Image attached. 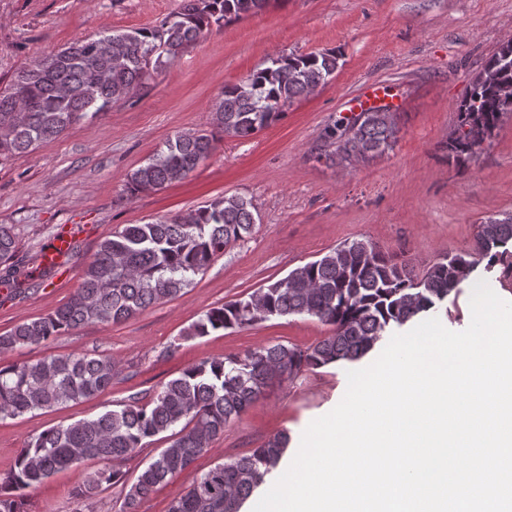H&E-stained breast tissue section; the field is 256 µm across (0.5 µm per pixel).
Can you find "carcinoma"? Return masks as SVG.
<instances>
[{
	"instance_id": "obj_1",
	"label": "carcinoma",
	"mask_w": 512,
	"mask_h": 512,
	"mask_svg": "<svg viewBox=\"0 0 512 512\" xmlns=\"http://www.w3.org/2000/svg\"><path fill=\"white\" fill-rule=\"evenodd\" d=\"M269 0H183L182 9L149 28L105 32L77 39L21 68L0 87V158L33 151L55 140L75 122L97 117L137 94L154 70L178 59L187 47L230 19L264 8ZM512 40L501 44L472 82L458 107V130L448 138V163L461 169L473 157L466 128L495 137L512 115ZM334 51L281 55L224 86L214 105L209 131L169 140L131 175V193L156 191L188 176L224 142L248 138L278 120L294 99L324 87L335 77ZM399 129L385 114L367 111L355 131L335 122L322 139L326 157L369 160L393 149ZM257 213L243 197L222 196L184 214L147 224H127L103 240L87 265L80 288L45 317L23 321L0 334V352L47 341L88 323L126 321L150 306L175 298L195 283L224 249L252 234ZM512 247V213L481 225L474 253L444 257L417 275L361 240L345 242L284 278L269 281L246 298L208 308L183 331L203 337L290 315H309L332 334L305 348L274 344L243 357L225 356L191 364L147 402L131 397L93 418L49 427L20 449L13 467L0 477V512H25L26 491L87 459L111 464L86 474L74 489L85 502L120 483L117 512H138L155 488L189 469L208 451L224 427L238 420L277 378L357 361L384 333L443 303L481 262L494 266ZM14 228L0 224V283L17 293L29 275L14 261ZM116 369L109 358L88 354L45 357L35 363L0 364V419L51 410L101 394L112 387ZM168 433L161 449L129 480L118 463L154 438ZM288 435L278 434L243 455L200 475L174 499L169 512H239L267 474L284 457Z\"/></svg>"
}]
</instances>
